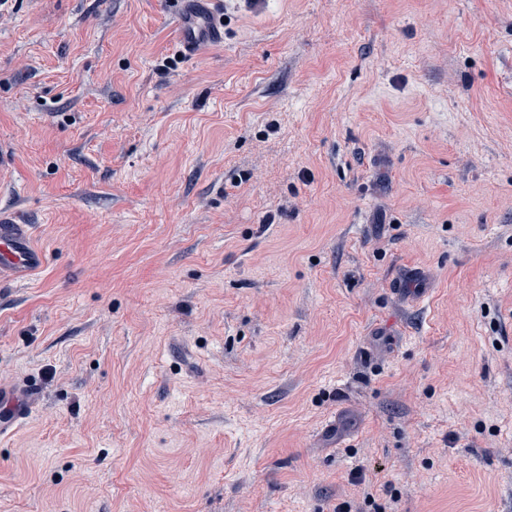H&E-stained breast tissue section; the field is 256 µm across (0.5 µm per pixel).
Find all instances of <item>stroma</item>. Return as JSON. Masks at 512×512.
I'll list each match as a JSON object with an SVG mask.
<instances>
[{
  "label": "stroma",
  "mask_w": 512,
  "mask_h": 512,
  "mask_svg": "<svg viewBox=\"0 0 512 512\" xmlns=\"http://www.w3.org/2000/svg\"><path fill=\"white\" fill-rule=\"evenodd\" d=\"M223 2L0 6V512H512V0ZM178 5L174 16L180 43L186 50L195 49L201 42L218 43L224 31L214 28L212 5L221 0H174ZM42 263L43 254L31 243L26 224L0 210V279L5 273H31ZM19 394L21 393L0 387V407L5 406L13 413L10 417L0 419V436L12 433L28 414L29 407L21 404L17 398Z\"/></svg>",
  "instance_id": "35a3bbf8"
}]
</instances>
